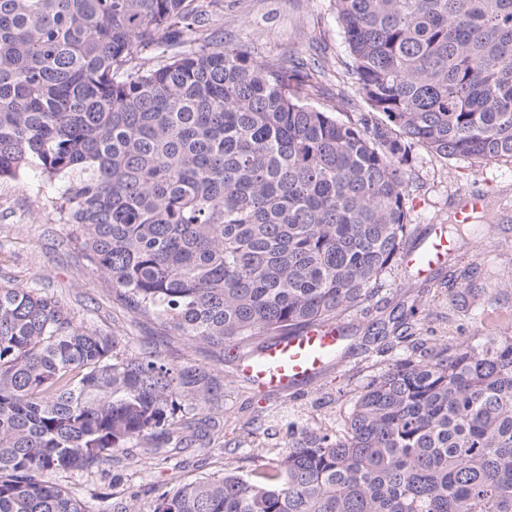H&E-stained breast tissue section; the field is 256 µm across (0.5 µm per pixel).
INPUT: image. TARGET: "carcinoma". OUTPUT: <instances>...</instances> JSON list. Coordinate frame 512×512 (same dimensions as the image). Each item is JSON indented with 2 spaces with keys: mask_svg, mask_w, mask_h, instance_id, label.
<instances>
[{
  "mask_svg": "<svg viewBox=\"0 0 512 512\" xmlns=\"http://www.w3.org/2000/svg\"><path fill=\"white\" fill-rule=\"evenodd\" d=\"M333 2L355 122L305 101L323 65L210 34L184 49L217 0H0V179L39 172L84 258L190 343L332 322L400 255L414 146L512 158V0ZM121 343L0 286V512H86L47 476L195 437L216 378ZM153 512H512V336L401 359L341 429L292 430L262 467L186 481Z\"/></svg>",
  "mask_w": 512,
  "mask_h": 512,
  "instance_id": "1",
  "label": "carcinoma"
}]
</instances>
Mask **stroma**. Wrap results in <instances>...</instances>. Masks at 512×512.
<instances>
[{"label":"stroma","mask_w":512,"mask_h":512,"mask_svg":"<svg viewBox=\"0 0 512 512\" xmlns=\"http://www.w3.org/2000/svg\"><path fill=\"white\" fill-rule=\"evenodd\" d=\"M210 28L259 62L324 63L326 75L309 103L344 121L366 112L345 67L348 52L331 0H221ZM408 175L410 245L421 244L431 225L453 223L467 198H484L486 208L431 278H414L394 264L370 300L340 315L349 341L339 366L285 394L242 379L232 347L186 342L162 319L134 313L88 265L75 226L61 223L51 203L54 187L35 174L0 180V285L44 289L84 325L123 337L122 354L203 366L221 383L218 402L198 415L199 436L171 460L146 464L131 448L109 475L73 471L57 483L83 499L88 512H152L158 491L263 464L287 442L289 424L335 426L373 376L407 355L474 336H512V161L446 159L418 146Z\"/></svg>","instance_id":"1"}]
</instances>
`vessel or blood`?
<instances>
[{
  "instance_id": "obj_1",
  "label": "vessel or blood",
  "mask_w": 512,
  "mask_h": 512,
  "mask_svg": "<svg viewBox=\"0 0 512 512\" xmlns=\"http://www.w3.org/2000/svg\"><path fill=\"white\" fill-rule=\"evenodd\" d=\"M457 245L444 225L431 228L418 248L403 252L401 262L423 279L442 263ZM347 338L340 324L309 326L279 336L257 353L245 357L239 366L241 376L264 390L285 391L313 381L338 362Z\"/></svg>"
}]
</instances>
